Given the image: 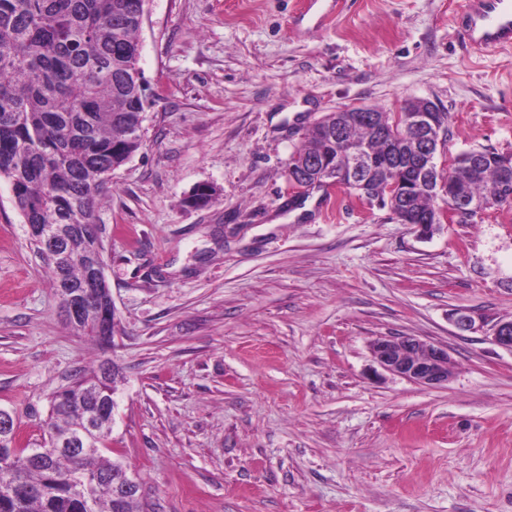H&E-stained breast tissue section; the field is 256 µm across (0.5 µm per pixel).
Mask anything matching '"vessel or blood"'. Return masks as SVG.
<instances>
[{"label":"vessel or blood","instance_id":"vessel-or-blood-1","mask_svg":"<svg viewBox=\"0 0 512 512\" xmlns=\"http://www.w3.org/2000/svg\"><path fill=\"white\" fill-rule=\"evenodd\" d=\"M458 22L476 52L512 45V0H463Z\"/></svg>","mask_w":512,"mask_h":512}]
</instances>
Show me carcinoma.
I'll return each instance as SVG.
<instances>
[{"label":"carcinoma","instance_id":"carcinoma-1","mask_svg":"<svg viewBox=\"0 0 512 512\" xmlns=\"http://www.w3.org/2000/svg\"><path fill=\"white\" fill-rule=\"evenodd\" d=\"M143 0H0V180L12 187L13 202L24 223L36 226L30 245L44 256L55 290L72 288L86 277L91 261L104 253L96 215L112 172L141 146L145 99L125 90L139 69V16ZM407 101L398 113L370 107L365 112H331L308 126L302 145L288 161V179H312L342 165L336 134L362 144L375 155L379 170L365 187L350 184L359 198H376L403 224H440L434 218L437 183L411 168L407 195H385L394 178L383 167L392 154L408 165L415 143L403 117L419 108ZM512 175V153L471 147L448 166V197L483 200L501 208L503 172ZM65 235L58 256L44 255L39 230ZM108 285L95 289V306L74 328L91 337L108 336L117 321L105 325ZM92 369L50 401V450L32 456L13 447L0 433V512H142L141 491L116 498L109 492L91 502L74 493L77 482L97 478L124 485L131 478L119 461L103 455L112 432L108 418L93 421L87 447L73 454L57 446L85 426L98 399L115 391L117 376L96 381Z\"/></svg>","mask_w":512,"mask_h":512}]
</instances>
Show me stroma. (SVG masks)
I'll return each mask as SVG.
<instances>
[{
  "instance_id": "1",
  "label": "stroma",
  "mask_w": 512,
  "mask_h": 512,
  "mask_svg": "<svg viewBox=\"0 0 512 512\" xmlns=\"http://www.w3.org/2000/svg\"><path fill=\"white\" fill-rule=\"evenodd\" d=\"M457 0H148L139 150L97 213L119 329L67 325L0 180V409L42 446L49 401L123 372L111 448L151 512H512V210L430 237L389 208L288 182L304 129L426 98L447 158L512 151V50L471 53ZM209 183L201 208L186 197ZM473 315L459 330L452 311ZM447 347L427 389L369 343Z\"/></svg>"
}]
</instances>
